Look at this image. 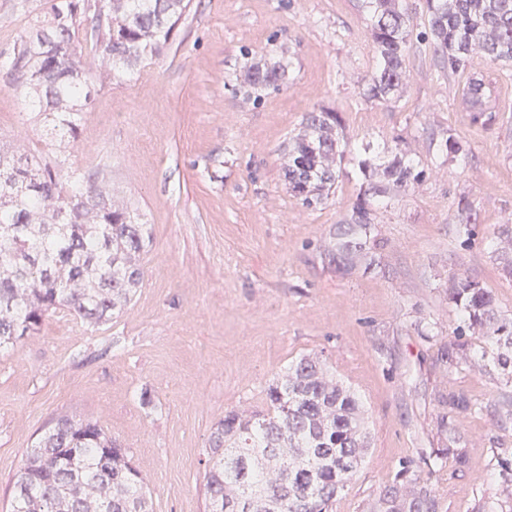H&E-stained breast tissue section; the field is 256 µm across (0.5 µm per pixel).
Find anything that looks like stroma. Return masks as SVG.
<instances>
[{
	"instance_id": "obj_1",
	"label": "stroma",
	"mask_w": 512,
	"mask_h": 512,
	"mask_svg": "<svg viewBox=\"0 0 512 512\" xmlns=\"http://www.w3.org/2000/svg\"><path fill=\"white\" fill-rule=\"evenodd\" d=\"M45 2L0 0V135L21 144L38 129L10 62ZM408 4V84L386 101L362 96L378 64L364 0H191L140 75L98 93L75 155L143 214L146 273L112 320L92 328L57 313L0 351V512L28 448L64 416L98 422L129 449L151 512H205L200 460L213 427L261 407L267 384L311 352L359 391L373 437L332 512H376L403 459L433 475L438 512H512V470L501 468L512 463V385L496 369L441 360L461 323L448 298L455 272L512 317V280L490 248L512 224V64L475 58L473 72L496 77V119L473 122L467 75L449 73L426 40L424 0ZM278 60L279 91L245 101L244 67ZM318 109L339 112L347 146L335 195L309 207L289 192L282 155ZM450 138L469 146L466 164L448 161ZM397 154L424 178L375 211L373 264L337 271L327 253L337 225ZM464 203L476 217L469 238L454 232ZM452 392L472 410L437 404ZM444 417L460 423L458 444Z\"/></svg>"
}]
</instances>
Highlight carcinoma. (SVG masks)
<instances>
[{
    "mask_svg": "<svg viewBox=\"0 0 512 512\" xmlns=\"http://www.w3.org/2000/svg\"><path fill=\"white\" fill-rule=\"evenodd\" d=\"M379 56L363 96L386 100L407 82L405 50L412 35L401 0H365ZM434 52L459 73L480 54L512 62V0H425ZM188 8L185 0H47L19 39L11 71L43 128L41 148L0 145V349L37 333L53 313L100 324L132 300L144 277L151 238L112 184L94 168L73 170L64 157L95 96L120 72H133L162 50ZM285 66L252 65L241 75L244 100L280 89ZM495 78L469 79L466 111L476 123L495 119ZM338 112L309 113L284 154L288 191L307 206L336 189L344 157ZM469 149L448 140V160L464 163ZM384 178L405 187L423 172L401 157ZM373 184L368 197L385 196ZM362 197L351 221L339 224L329 250L351 270L379 246L372 205ZM469 208L456 233L472 234ZM493 250L512 277V225L501 224ZM448 298L470 330L489 344L477 364L491 363L512 383V317L501 314L490 290L465 272L454 274ZM457 332L441 360L472 363ZM263 410L226 413L205 449L206 512H330L371 448L357 391L317 353L304 354L265 389ZM10 512H149L146 482L121 444L96 422L57 419L27 451L13 482ZM378 512H437V487L409 461L399 463L381 490Z\"/></svg>",
    "mask_w": 512,
    "mask_h": 512,
    "instance_id": "obj_1",
    "label": "carcinoma"
}]
</instances>
